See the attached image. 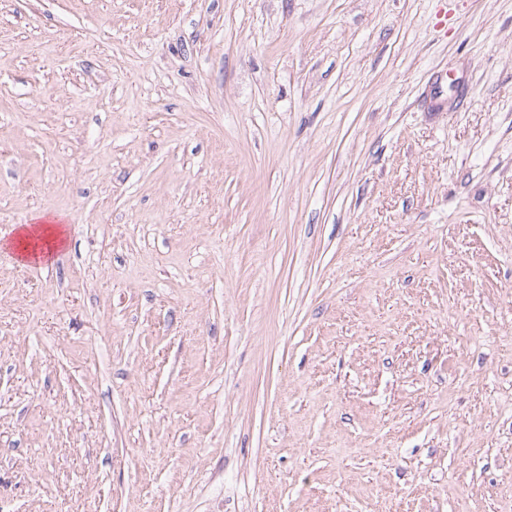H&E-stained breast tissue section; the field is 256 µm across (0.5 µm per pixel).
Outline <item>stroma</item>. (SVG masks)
<instances>
[{
    "label": "stroma",
    "mask_w": 512,
    "mask_h": 512,
    "mask_svg": "<svg viewBox=\"0 0 512 512\" xmlns=\"http://www.w3.org/2000/svg\"><path fill=\"white\" fill-rule=\"evenodd\" d=\"M0 512H512V0H0ZM18 228L20 229L16 240L18 243L22 241L29 242V239L33 238H41V235H38L39 232L45 235L46 243L48 244V253L47 256H51L53 251L57 249V243H62V235L63 231L60 227L53 224H46L44 222H40V224H19ZM51 243L53 244L51 246Z\"/></svg>",
    "instance_id": "obj_1"
}]
</instances>
